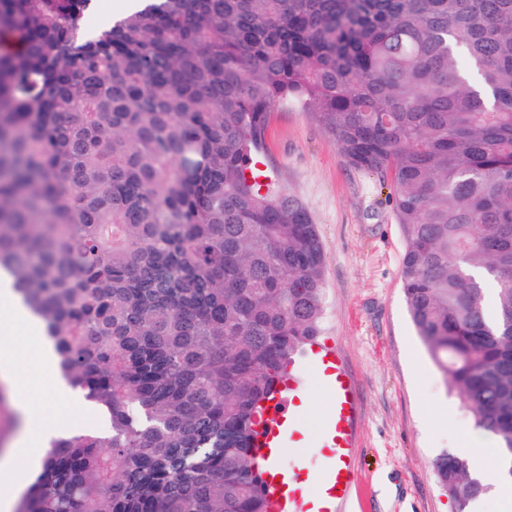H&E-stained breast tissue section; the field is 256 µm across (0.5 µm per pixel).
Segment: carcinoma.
<instances>
[{
    "mask_svg": "<svg viewBox=\"0 0 512 512\" xmlns=\"http://www.w3.org/2000/svg\"><path fill=\"white\" fill-rule=\"evenodd\" d=\"M0 0V274L108 431L16 512H271L255 427L319 333L307 205L254 159L293 103L390 179L412 322L512 477V0ZM456 512L488 487L443 453Z\"/></svg>",
    "mask_w": 512,
    "mask_h": 512,
    "instance_id": "carcinoma-1",
    "label": "carcinoma"
}]
</instances>
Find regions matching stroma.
Returning a JSON list of instances; mask_svg holds the SVG:
<instances>
[{
	"instance_id": "35a3bbf8",
	"label": "stroma",
	"mask_w": 512,
	"mask_h": 512,
	"mask_svg": "<svg viewBox=\"0 0 512 512\" xmlns=\"http://www.w3.org/2000/svg\"><path fill=\"white\" fill-rule=\"evenodd\" d=\"M260 167L309 208L326 267L319 343L331 344L353 383L352 484L335 512H452L434 460L462 447L470 415L431 358L408 312L400 277L404 241L389 187L353 168L309 113L274 112ZM35 432L96 430L97 412L58 378L28 364Z\"/></svg>"
}]
</instances>
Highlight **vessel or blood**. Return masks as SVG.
<instances>
[{
    "label": "vessel or blood",
    "mask_w": 512,
    "mask_h": 512,
    "mask_svg": "<svg viewBox=\"0 0 512 512\" xmlns=\"http://www.w3.org/2000/svg\"><path fill=\"white\" fill-rule=\"evenodd\" d=\"M328 377L327 385L333 396L335 415L332 428L324 432L322 443L325 447L343 449L347 446L344 436L345 424L356 409V392L345 370L332 353H325L321 359ZM267 427L261 430L257 448L262 449L263 460L269 461L271 469L266 476L267 491L277 512H303L299 500L289 489L286 479L288 466L285 462L288 442L293 434L294 419L288 397H280L266 413ZM351 484V472L347 463H340L332 472L326 495L328 499H340Z\"/></svg>",
    "instance_id": "obj_1"
}]
</instances>
